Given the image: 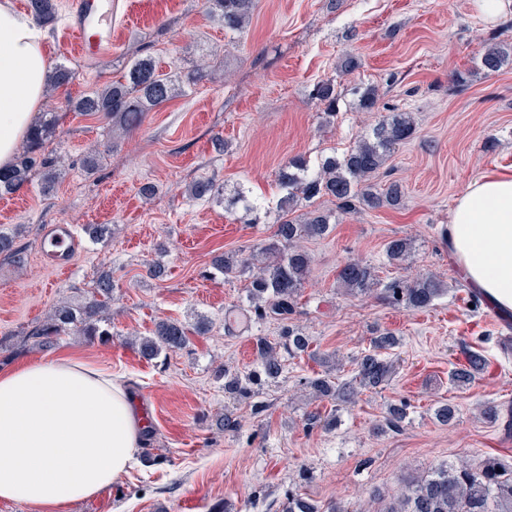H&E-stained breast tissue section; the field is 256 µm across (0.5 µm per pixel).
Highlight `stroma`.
Returning a JSON list of instances; mask_svg holds the SVG:
<instances>
[{"label":"stroma","mask_w":512,"mask_h":512,"mask_svg":"<svg viewBox=\"0 0 512 512\" xmlns=\"http://www.w3.org/2000/svg\"><path fill=\"white\" fill-rule=\"evenodd\" d=\"M66 8L46 25L50 64H65L71 83L45 92L40 112L59 123L52 148L67 168L51 190L41 171L12 195L0 197V230L11 233L24 259L0 255V370L30 361L78 354L125 382L152 407L146 443L131 467L97 497L71 512H268L291 489L345 512H382L406 478L438 465L487 459L512 469V431L488 421L495 406L512 415V356L499 346L507 315L492 302L469 304L471 287L452 260L443 230L466 185L485 171H512V65L495 74L479 67L484 43L512 42V5L485 19L474 0H258L242 32L228 33L209 15L206 0H116L110 58L75 55L66 33ZM359 68L339 72L347 54ZM152 57L177 76L199 70L179 93L126 128L70 111L69 100L110 84L131 59ZM467 74L457 84L453 73ZM334 79L342 97L333 119L313 100L314 84ZM376 87L377 111L359 109L351 87ZM412 113L416 132L392 153L376 181L404 188L397 208L337 214L332 231L308 239L312 271L301 290L294 324L311 341V354L285 361L283 375L259 399L267 409L225 397L216 372L251 368L254 333L275 335V323L237 335L224 333V317L246 306L247 276L227 280L212 269L219 253L259 254L276 229L280 165L292 157L317 168L343 155L390 111ZM102 160L86 173L91 153ZM223 185L226 198L244 189L258 207L189 195L192 182ZM154 186L143 195L144 186ZM48 224L71 225L79 249L68 272L45 265L39 237ZM411 238L402 265L388 264L385 245ZM360 257L380 281L433 273L447 295L422 311L395 308L372 296L345 294L336 270ZM163 268L151 277L149 266ZM115 288L107 312L110 342L91 343L68 333L47 348L25 337L62 303H82L101 273ZM211 318L204 337L148 362L138 344L157 321L185 324ZM391 331L395 371L364 389L354 404L318 400L305 379L322 372L318 358L336 357L333 377L354 375L355 361L372 337ZM468 350L487 362L466 386L451 373ZM409 406L402 432H380L389 406ZM457 409L447 426L435 410ZM314 410L335 414V430H309ZM238 431H224V414Z\"/></svg>","instance_id":"obj_1"}]
</instances>
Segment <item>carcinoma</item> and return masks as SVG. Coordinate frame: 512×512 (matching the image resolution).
Segmentation results:
<instances>
[{
	"label": "carcinoma",
	"instance_id": "1",
	"mask_svg": "<svg viewBox=\"0 0 512 512\" xmlns=\"http://www.w3.org/2000/svg\"><path fill=\"white\" fill-rule=\"evenodd\" d=\"M210 13L219 16L224 28L239 31L248 23L254 10L255 0H207ZM31 14L43 24L55 20L57 0H30ZM512 62V44L490 42L481 57V67L488 73H496L508 62ZM174 80L161 72L151 57H140L126 66L123 75L102 89L69 102L74 112L101 114L126 126L138 125L143 113L149 112L175 96ZM358 101L368 112L376 109L378 90L367 87L357 91ZM339 93L336 82L326 79L318 82L312 91L326 115L336 113ZM57 125L56 116L48 113L34 124L27 135L23 151L9 168L0 169V195L20 190L27 183L35 168L43 170L45 187L49 188L60 178L61 172L56 156L47 151ZM415 132L412 117L407 112H391L372 129L368 137L358 139L342 157L326 158L316 171L308 170L306 162L294 157L280 168L277 181L285 194L278 200L279 219L271 240L262 247V252L271 254L275 260L252 275L247 285L248 320L258 324L274 320L280 325L278 337L271 339L258 334L254 345L260 362L249 371H226L224 393L233 398L250 402L253 413L266 410L262 402L253 398L259 395L262 379L275 380L283 373L279 351L296 357L307 352L308 338L292 325L298 308L301 288L312 269L310 253L298 245L302 239L324 236L330 228V216L318 209L297 216L296 212L305 203L315 198L328 197L344 213L364 207L378 209L396 207L402 200V187L393 181L381 189L372 182L383 167L391 150L408 141ZM191 193L197 199L218 197L223 189L211 180H202L193 185ZM412 250V242L406 237H396L385 246L388 262L398 264L405 261ZM248 266V259L235 255L217 256L213 267L226 277H236ZM337 283L354 297L371 295L380 290L382 298L393 307L424 310L447 292L444 282L434 273H426L412 280L393 278L383 288H378L376 267L370 262L352 258L336 271ZM113 291L112 276L101 274L90 296L76 308L66 305L57 307L41 325L27 336L33 347L49 346L54 339L68 330H74L89 341H107L112 333L104 325V313ZM189 343L188 329L182 323L166 319L156 323L154 335L142 339L139 353L146 360H153ZM372 350L356 359L355 375L348 381L337 383L325 375L307 381L316 397L325 400L351 402L360 389L375 388L391 374L393 361L381 356L380 351L391 350L398 341L389 332L381 333L371 340ZM485 366L483 356L474 351L467 353L466 362L451 373L458 384H467L475 373ZM408 419L405 404L390 407L383 420L376 425L381 431L400 432ZM280 512H322L297 491L288 493ZM384 512H512V476L504 477L501 466L494 460L473 468L468 464H441L426 475L415 476L406 481L402 492Z\"/></svg>",
	"mask_w": 512,
	"mask_h": 512
}]
</instances>
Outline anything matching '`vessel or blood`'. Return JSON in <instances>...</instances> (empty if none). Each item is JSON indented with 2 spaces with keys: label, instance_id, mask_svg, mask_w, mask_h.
Returning <instances> with one entry per match:
<instances>
[{
  "label": "vessel or blood",
  "instance_id": "obj_1",
  "mask_svg": "<svg viewBox=\"0 0 512 512\" xmlns=\"http://www.w3.org/2000/svg\"><path fill=\"white\" fill-rule=\"evenodd\" d=\"M69 22L74 52L87 59H97L112 51V0H69ZM77 239L64 224L48 225L41 236L44 251L59 264L71 258Z\"/></svg>",
  "mask_w": 512,
  "mask_h": 512
}]
</instances>
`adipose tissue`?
<instances>
[{
    "label": "adipose tissue",
    "mask_w": 512,
    "mask_h": 512,
    "mask_svg": "<svg viewBox=\"0 0 512 512\" xmlns=\"http://www.w3.org/2000/svg\"><path fill=\"white\" fill-rule=\"evenodd\" d=\"M43 42L32 19L0 0V168L35 122L50 75ZM446 242L469 285L512 310V174L468 183ZM142 431L123 385L91 364L54 359L0 372V500L68 512L126 474Z\"/></svg>",
    "instance_id": "obj_1"
}]
</instances>
